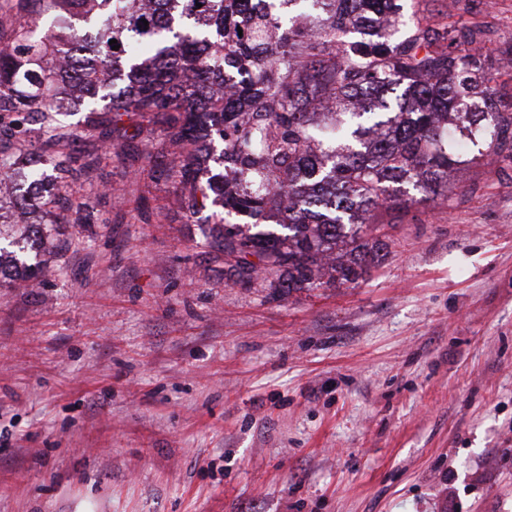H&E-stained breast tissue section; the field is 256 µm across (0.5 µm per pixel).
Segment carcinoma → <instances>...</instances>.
I'll use <instances>...</instances> for the list:
<instances>
[{
    "label": "carcinoma",
    "instance_id": "carcinoma-1",
    "mask_svg": "<svg viewBox=\"0 0 512 512\" xmlns=\"http://www.w3.org/2000/svg\"><path fill=\"white\" fill-rule=\"evenodd\" d=\"M3 0L0 175L30 174L11 200L30 247L0 245V280H40L61 248V223L91 215L62 194L93 162L65 145L92 130L112 140L130 112L160 114L182 207L224 255L236 282L263 274L281 294L355 283L389 253L393 221L435 197L453 174L512 161L496 49L486 27L407 18L397 0ZM202 7H197V4ZM51 11L91 21L51 35ZM115 39L120 48L112 49ZM82 97L81 126L59 116ZM473 141L463 157L453 140ZM277 217L276 223L265 219Z\"/></svg>",
    "mask_w": 512,
    "mask_h": 512
}]
</instances>
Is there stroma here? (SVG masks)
Wrapping results in <instances>:
<instances>
[{"label":"stroma","mask_w":512,"mask_h":512,"mask_svg":"<svg viewBox=\"0 0 512 512\" xmlns=\"http://www.w3.org/2000/svg\"><path fill=\"white\" fill-rule=\"evenodd\" d=\"M452 15L512 44V0L419 2ZM164 137L81 132L93 223L0 285V512H512V164L459 171L358 283L278 297L150 171Z\"/></svg>","instance_id":"stroma-1"}]
</instances>
